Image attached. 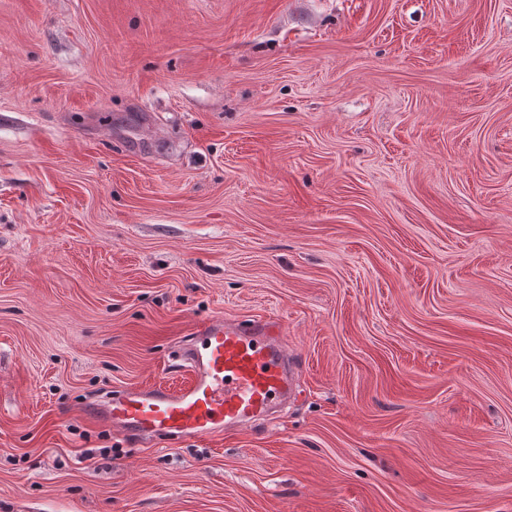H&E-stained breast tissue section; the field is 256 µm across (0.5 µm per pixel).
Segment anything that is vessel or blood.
<instances>
[{
	"label": "vessel or blood",
	"instance_id": "b4317fda",
	"mask_svg": "<svg viewBox=\"0 0 512 512\" xmlns=\"http://www.w3.org/2000/svg\"><path fill=\"white\" fill-rule=\"evenodd\" d=\"M179 358L190 373L178 390L136 388L101 411L124 436L203 438L246 425L277 407L294 385L276 326L216 319L196 331Z\"/></svg>",
	"mask_w": 512,
	"mask_h": 512
}]
</instances>
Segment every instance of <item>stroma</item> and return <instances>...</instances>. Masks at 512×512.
<instances>
[{"label": "stroma", "instance_id": "35a3bbf8", "mask_svg": "<svg viewBox=\"0 0 512 512\" xmlns=\"http://www.w3.org/2000/svg\"><path fill=\"white\" fill-rule=\"evenodd\" d=\"M216 317L273 419L96 416ZM0 512H512V0H0Z\"/></svg>", "mask_w": 512, "mask_h": 512}]
</instances>
